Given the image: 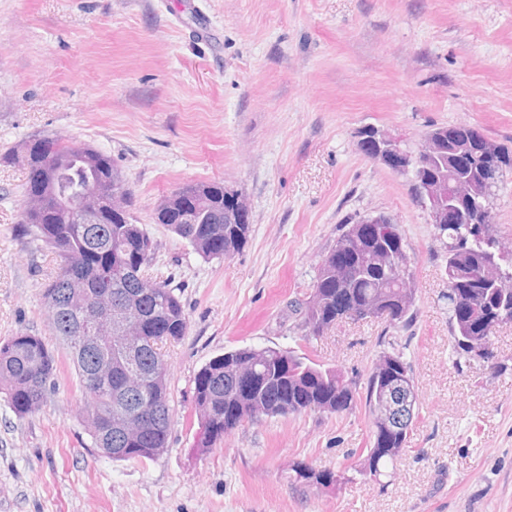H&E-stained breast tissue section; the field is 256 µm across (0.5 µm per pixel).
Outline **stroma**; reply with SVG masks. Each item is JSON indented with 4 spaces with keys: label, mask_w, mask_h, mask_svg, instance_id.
<instances>
[{
    "label": "stroma",
    "mask_w": 512,
    "mask_h": 512,
    "mask_svg": "<svg viewBox=\"0 0 512 512\" xmlns=\"http://www.w3.org/2000/svg\"><path fill=\"white\" fill-rule=\"evenodd\" d=\"M460 122L512 140V0H0V340L50 336L42 287L56 261L19 239L42 135L111 155L159 249L151 277L182 286L185 336L167 342L173 418L158 458L92 448L71 372L17 417L0 393V512H512V325L493 363L452 351L445 253L410 184L364 157L367 126L420 141ZM223 182L250 210L247 245L206 261L154 219L178 187ZM374 211L414 260L416 321L369 318L306 338V298L340 224ZM414 369L420 420L379 479L321 493L294 463L354 466L363 411L265 418L196 446L194 380L237 347L293 348L366 373L383 343Z\"/></svg>",
    "instance_id": "1"
}]
</instances>
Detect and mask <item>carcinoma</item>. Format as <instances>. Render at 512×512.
<instances>
[{
	"mask_svg": "<svg viewBox=\"0 0 512 512\" xmlns=\"http://www.w3.org/2000/svg\"><path fill=\"white\" fill-rule=\"evenodd\" d=\"M24 160L30 173L45 166L47 199L42 211L36 214L23 211L17 234L22 239L41 242L60 259L56 275L42 288L46 309L59 305L76 286L93 300L110 297L129 302L133 325L162 322L166 332L161 338L163 342L184 336L188 317L180 287L169 280L156 281L143 274L154 258L156 244L143 225L137 223L133 209H128L122 224L106 218V223L97 225L95 234L85 224L59 223L54 209L57 197L103 173L112 174L114 180H123L112 157L90 145L75 152L63 139L43 136L29 141V153L24 155ZM481 180L482 176L475 174L463 189L462 204L468 209L481 201ZM196 187L209 192L212 223L176 224L171 218L159 216L155 217L156 223L185 240L205 260L222 259L239 252L249 239L251 225L224 223V183L212 181L198 183ZM355 228L366 235L368 249L386 245L398 254L405 245L396 224L360 225L351 221L341 226L339 237ZM434 228L447 253L444 273L448 278V293L443 299L448 305L453 348L458 356L467 358L477 335L486 336L488 343L493 335L488 328L478 326L474 317L495 310L503 317L512 318V263L505 264V258L512 252L507 250L494 224L488 225L490 232L486 238L475 237L469 224H436ZM118 241L124 242L127 249L118 250ZM493 265L507 277V283L500 282L494 287L484 280ZM395 267L392 261L385 269L359 264L338 275L336 250H329L320 260L309 296L299 304L301 326L306 335L321 336L343 321L342 315L324 307L327 299L336 296L345 297L361 320L381 299L391 310V318L384 320L386 327L411 328L416 317L413 269L398 273ZM76 323V318L66 312L49 318L50 330L63 342L76 329ZM242 352L240 347L212 358L195 377L193 406L200 428L198 447L204 451L223 441L224 435L264 417L308 412L340 415L362 408L370 419L380 393L377 371L382 361L394 357L405 369L413 371L405 353L392 343L377 352L365 375L356 378L292 348H260L257 362L245 359ZM62 357L58 347L37 333L20 332L0 341V392L5 394L17 417L24 418L39 410L56 390L58 374L63 369ZM65 357L70 360L79 388L87 396L82 423L92 447L116 461L150 460V449L167 447L172 419L171 393L167 361L158 342L141 348L132 368L141 379L134 404L152 413V418L143 422L131 418L108 437L101 431V425L109 407V395L93 386L91 379L105 380L116 395L124 387L127 371L112 360L110 346L80 355L69 350ZM419 410L418 406L414 408L404 430L396 434H380L375 423L369 422L368 441L358 449L356 476L377 477L387 465L396 464L410 443ZM381 444L396 452L387 457L377 455L375 448ZM293 471L297 479L319 490H335L355 481V476L331 470L322 479L318 470L305 462L295 463Z\"/></svg>",
	"mask_w": 512,
	"mask_h": 512,
	"instance_id": "cac0c4a2",
	"label": "carcinoma"
}]
</instances>
